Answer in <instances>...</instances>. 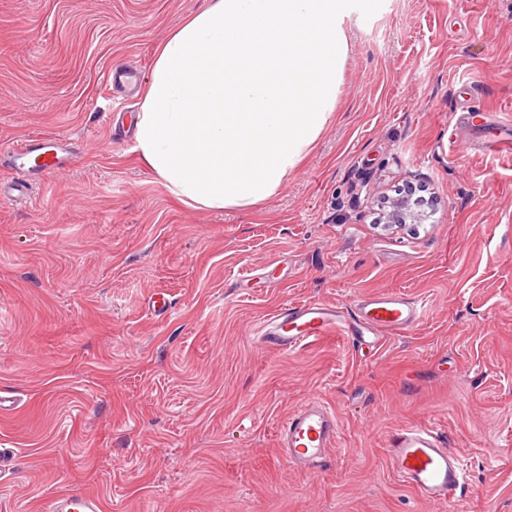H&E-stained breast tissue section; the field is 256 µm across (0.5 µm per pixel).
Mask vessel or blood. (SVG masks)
Wrapping results in <instances>:
<instances>
[{"mask_svg": "<svg viewBox=\"0 0 512 512\" xmlns=\"http://www.w3.org/2000/svg\"><path fill=\"white\" fill-rule=\"evenodd\" d=\"M73 159L71 140L33 137L0 149V168L39 178L64 169ZM424 304L414 298L386 292L359 299L352 308L317 301L286 305L262 324L259 345L292 352L338 333L360 347L379 349L385 336L401 335L424 317ZM281 451L306 469L322 466L336 444L335 413L319 399L302 403L279 425ZM388 459L393 471L421 497L450 502L465 482L460 456L451 451L433 429L408 426L392 432ZM48 512H103L102 500L89 492L72 490L58 495Z\"/></svg>", "mask_w": 512, "mask_h": 512, "instance_id": "obj_1", "label": "vessel or blood"}]
</instances>
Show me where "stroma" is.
Returning <instances> with one entry per match:
<instances>
[{
  "label": "stroma",
  "mask_w": 512,
  "mask_h": 512,
  "mask_svg": "<svg viewBox=\"0 0 512 512\" xmlns=\"http://www.w3.org/2000/svg\"><path fill=\"white\" fill-rule=\"evenodd\" d=\"M203 4L0 0V147L74 153L38 184L0 176V512L71 489L105 512H512V149L491 146L512 142V0H363L334 121L282 192L219 212L168 195L133 148V91L102 83L148 78ZM419 186L423 224L376 226ZM383 292L427 315L379 350L254 342L285 305ZM310 398L339 435L305 471L277 431ZM404 426L462 458L450 503L390 468Z\"/></svg>",
  "instance_id": "stroma-1"
}]
</instances>
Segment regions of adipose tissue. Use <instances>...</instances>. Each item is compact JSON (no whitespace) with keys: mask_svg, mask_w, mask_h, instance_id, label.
<instances>
[{"mask_svg":"<svg viewBox=\"0 0 512 512\" xmlns=\"http://www.w3.org/2000/svg\"><path fill=\"white\" fill-rule=\"evenodd\" d=\"M357 0H205L159 46L136 149L167 193L249 211L280 193L330 125Z\"/></svg>","mask_w":512,"mask_h":512,"instance_id":"adipose-tissue-1","label":"adipose tissue"}]
</instances>
